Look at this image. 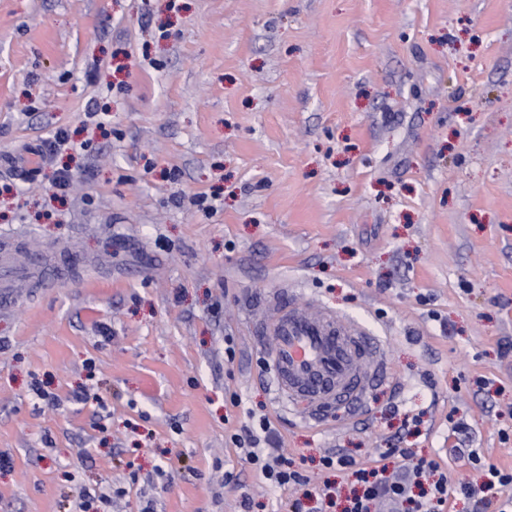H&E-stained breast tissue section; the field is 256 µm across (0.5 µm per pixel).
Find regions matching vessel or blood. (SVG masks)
Here are the masks:
<instances>
[{
	"label": "vessel or blood",
	"instance_id": "obj_1",
	"mask_svg": "<svg viewBox=\"0 0 512 512\" xmlns=\"http://www.w3.org/2000/svg\"><path fill=\"white\" fill-rule=\"evenodd\" d=\"M264 329L275 338L268 364L276 399L307 420L323 422L333 410L356 412L390 377L383 338L327 305L276 302Z\"/></svg>",
	"mask_w": 512,
	"mask_h": 512
}]
</instances>
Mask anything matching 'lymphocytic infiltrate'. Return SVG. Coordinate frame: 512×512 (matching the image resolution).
Masks as SVG:
<instances>
[{"mask_svg": "<svg viewBox=\"0 0 512 512\" xmlns=\"http://www.w3.org/2000/svg\"><path fill=\"white\" fill-rule=\"evenodd\" d=\"M233 441L248 446L249 463L272 486H296L308 499L328 495V488L313 486L294 459L273 447L272 436L261 438L249 430L234 435ZM458 454L468 459L470 475L451 476L442 459L419 456L409 448L378 449L364 462L341 452L330 453L322 464L354 476L361 486L344 512H376L382 505L390 512H448L452 498L463 497L479 508L487 505L492 494L498 497L496 512H512V468L487 462L477 448H462Z\"/></svg>", "mask_w": 512, "mask_h": 512, "instance_id": "f902f5d3", "label": "lymphocytic infiltrate"}]
</instances>
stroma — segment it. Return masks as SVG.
Instances as JSON below:
<instances>
[{
	"label": "stroma",
	"mask_w": 512,
	"mask_h": 512,
	"mask_svg": "<svg viewBox=\"0 0 512 512\" xmlns=\"http://www.w3.org/2000/svg\"><path fill=\"white\" fill-rule=\"evenodd\" d=\"M14 238L87 268L0 311V512H314L232 443L264 418L318 483L340 448L512 467V0H0ZM283 290L386 341L361 412L276 402Z\"/></svg>",
	"instance_id": "1"
}]
</instances>
